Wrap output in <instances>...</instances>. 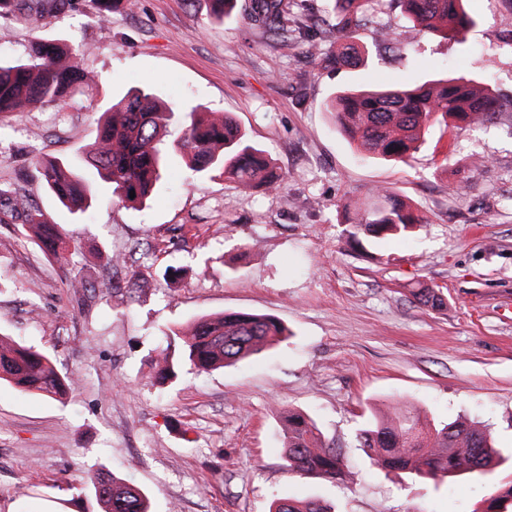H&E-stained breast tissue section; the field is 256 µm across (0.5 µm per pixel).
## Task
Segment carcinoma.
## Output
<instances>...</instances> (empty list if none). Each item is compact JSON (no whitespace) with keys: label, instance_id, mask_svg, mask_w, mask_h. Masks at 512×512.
<instances>
[{"label":"carcinoma","instance_id":"obj_1","mask_svg":"<svg viewBox=\"0 0 512 512\" xmlns=\"http://www.w3.org/2000/svg\"><path fill=\"white\" fill-rule=\"evenodd\" d=\"M336 13V29L344 42L332 62L341 66L362 63L354 42V27L373 0H329ZM465 0H400L404 17L429 32L457 39L474 19ZM71 0H0V18L21 10L52 17ZM285 0H251L249 17L274 36L288 32ZM96 83L73 49L58 39L31 42L25 59L0 55V115L16 116L45 103H67L83 88ZM339 129L368 158L407 162L440 123L454 128L478 127L497 119L498 97L484 85L464 78H444L421 85L382 89H342L327 102ZM174 109L142 88L134 87L112 102L100 117L93 142L83 159L108 184L111 196L125 204L142 201L153 189L167 154L178 155L195 176L218 173L248 190L262 182L269 189L281 185L282 175L265 153L250 142L229 116L215 118L192 112L182 135L169 142ZM31 177L40 181L67 208L85 211L91 205L84 180L59 158L38 157ZM135 197H130V191ZM0 214L34 233L43 253L64 263L70 243L57 225L33 206L20 184H0ZM342 218L353 240L408 235L425 223L424 217L396 191L376 187L342 206ZM288 336V327L271 315L224 312L198 320L189 331H171L181 338L180 357L163 350L155 359L158 378L174 377L187 363L201 372L226 367L258 354ZM0 381L21 391L63 398L66 382L44 352L0 336ZM372 467L403 470L420 478H452L486 474L500 458L488 428L479 421L460 419L441 427L421 417L415 407L391 416L373 417L356 435ZM285 462L300 475L341 480L347 468L345 453L326 441L316 423L301 412L290 411L285 433ZM105 512H149L145 493L133 483L99 473L90 476ZM269 512H327L318 501L276 498ZM474 512H512V485L485 500Z\"/></svg>","mask_w":512,"mask_h":512}]
</instances>
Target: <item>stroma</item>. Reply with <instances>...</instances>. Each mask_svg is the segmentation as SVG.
<instances>
[{
  "label": "stroma",
  "mask_w": 512,
  "mask_h": 512,
  "mask_svg": "<svg viewBox=\"0 0 512 512\" xmlns=\"http://www.w3.org/2000/svg\"><path fill=\"white\" fill-rule=\"evenodd\" d=\"M248 5L219 20L211 0H131L103 20L94 0H73L47 19H0V53L22 58L34 39L58 38L98 77L68 106L0 118V182L48 155L75 162L94 197L81 214L40 182L27 187L77 245L63 265L0 223V334L46 352L71 384L62 403L0 383V512H103L96 472L142 488L153 512H268L276 497L335 512H474L512 484V0H468L475 25L459 41L375 0L356 32L369 57L355 68L329 62L327 0H288L283 37L254 25ZM383 25L393 47L380 43ZM442 75L488 80L498 119L433 129L405 163L362 159L324 108L347 87ZM133 86L174 106V135L193 111L232 116L283 172L280 188L188 180L172 156L142 206L113 201L81 156L101 112ZM379 184L425 223L350 244L341 206ZM116 253L125 262L113 267ZM421 287L442 305L418 303ZM224 311L275 316L291 335L233 366L185 365L156 381L164 330ZM406 402L486 425L503 455L494 473L415 481L371 468L358 429ZM290 409L346 450L351 480L288 470Z\"/></svg>",
  "instance_id": "35a3bbf8"
}]
</instances>
